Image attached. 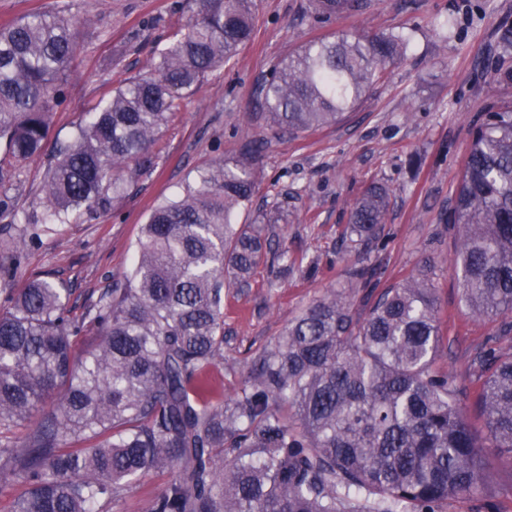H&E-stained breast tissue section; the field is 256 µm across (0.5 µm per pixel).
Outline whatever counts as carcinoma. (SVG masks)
<instances>
[{
	"label": "carcinoma",
	"mask_w": 512,
	"mask_h": 512,
	"mask_svg": "<svg viewBox=\"0 0 512 512\" xmlns=\"http://www.w3.org/2000/svg\"><path fill=\"white\" fill-rule=\"evenodd\" d=\"M253 0H192L185 32L158 53L156 76L134 77L53 146L41 209L0 193V217L23 224L3 258L13 276L51 224L113 206L119 172L152 165L180 101L230 64L251 38ZM329 19L363 0H312ZM74 14L37 13L0 26V188L50 138L79 44ZM400 34H333L273 65L254 115L278 136L336 123L380 73L401 62ZM256 190L250 167L220 159L141 225L130 271L76 316L67 289L38 277L0 310V490H23L13 512H112L143 475L170 472L152 512H440L492 483V452L512 463V353L478 350L481 429L433 369L440 348L433 263L356 314L332 293L295 317L252 364L229 402L215 370L224 352V270L244 278L285 260L260 231L232 224ZM386 191L369 187L351 232L378 237ZM454 268L473 314L512 332V107L471 138L456 193ZM93 336L81 348L78 338ZM25 427L20 437L13 430Z\"/></svg>",
	"instance_id": "obj_1"
}]
</instances>
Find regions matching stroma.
<instances>
[{"label": "stroma", "mask_w": 512, "mask_h": 512, "mask_svg": "<svg viewBox=\"0 0 512 512\" xmlns=\"http://www.w3.org/2000/svg\"><path fill=\"white\" fill-rule=\"evenodd\" d=\"M64 7L84 24L67 73V100L51 118V136L60 141L127 79L150 76L155 52L169 46L191 16L190 0H0V25ZM254 14L251 40L233 64L209 72L183 99L153 148L150 170L133 176L114 208L53 225L29 246L16 282L45 275L69 289L70 305L82 313L91 295L129 271L140 226L154 205L182 193L197 170L215 160L246 156L257 186L235 222L261 228L295 265L285 274L259 265L247 285L225 289L218 368L225 398L242 386L252 359L313 301L335 291L363 310L365 290L352 277L354 268H381L384 289L415 275L428 257L441 335L433 366L453 375L469 418L478 421L471 358L491 337L512 350V335H499L498 322L463 306L450 267L458 235L448 219L475 127L489 110L512 104V81L498 75L512 67V56L496 47L498 27L512 24V0H367L360 12L327 21L314 17L310 0H254ZM451 15L457 35L446 41L439 23ZM339 30L403 34L405 59L340 122L296 137L266 134L249 118L264 76L307 42ZM50 160L43 154L22 168L11 189L19 208L39 206ZM372 184L387 188L390 204L379 238L366 242L351 234L349 215ZM274 211L280 222L265 223ZM489 468L491 490L450 500L445 512H512V464L493 454Z\"/></svg>", "instance_id": "1"}]
</instances>
